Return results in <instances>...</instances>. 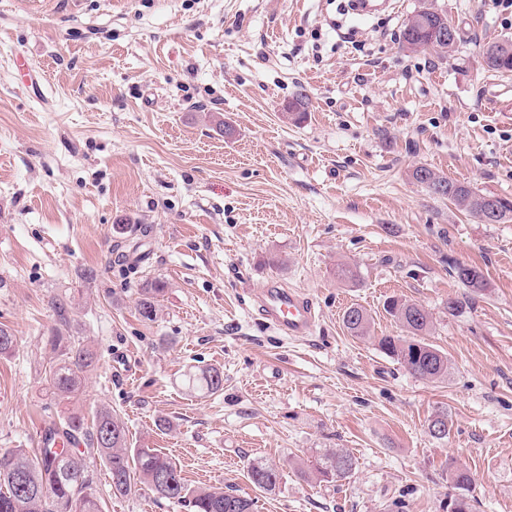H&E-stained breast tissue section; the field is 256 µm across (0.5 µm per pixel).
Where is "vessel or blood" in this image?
<instances>
[{
	"label": "vessel or blood",
	"mask_w": 512,
	"mask_h": 512,
	"mask_svg": "<svg viewBox=\"0 0 512 512\" xmlns=\"http://www.w3.org/2000/svg\"><path fill=\"white\" fill-rule=\"evenodd\" d=\"M261 315L286 336H307L313 333L317 315L313 301L303 292L272 284L256 297Z\"/></svg>",
	"instance_id": "obj_1"
}]
</instances>
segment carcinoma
Wrapping results in <instances>:
<instances>
[{"instance_id":"1","label":"carcinoma","mask_w":512,"mask_h":512,"mask_svg":"<svg viewBox=\"0 0 512 512\" xmlns=\"http://www.w3.org/2000/svg\"><path fill=\"white\" fill-rule=\"evenodd\" d=\"M433 33H421L405 21L401 41L405 46L429 43ZM499 43L483 49V62L490 70L512 72V53L493 52ZM307 97L298 94L288 103L284 116L297 123L306 116ZM411 178L431 194L446 198L457 208L472 213L471 200L481 195L467 184L442 176L426 166H416ZM454 274L466 287L475 292L485 290L481 272L468 265L456 263ZM336 278L355 284L359 280L357 268L349 263L336 265ZM165 284L154 281L146 284L137 301L138 314L152 321L157 316L158 297ZM57 324L50 337L51 344L60 350L57 361L49 369L46 382L50 395L62 403H69L83 388L85 374L92 371L98 359L96 352L70 334L68 309L56 304ZM386 312L393 318L401 334L384 336L379 341L381 350L407 368L416 377L430 382L448 379V357L426 336L433 328L430 313L421 305L393 298L386 303ZM347 332L355 337L368 335L370 318L365 309L351 306L343 314ZM17 336L7 326H0V356L16 350ZM187 389L202 395H212L224 389V373L210 366L190 370L184 374ZM45 438L57 441L56 448H43L32 457L22 448L0 449V512H102L100 498L94 493L87 460L99 459L108 471L113 495H126L138 484L147 486L159 497L190 508V512H253L254 502L244 496L227 493L222 488H191L181 476L176 463L157 448L131 446L126 426L112 410L101 407L93 413L88 425L81 411L67 410L59 423L43 429ZM84 442L86 452L74 447ZM356 468V458L342 448L326 449L312 464L310 474L322 481L349 478ZM249 481L258 489L272 492L282 480V473L273 465L255 461L248 467ZM448 480L458 491L457 512H471L468 491L472 479L468 470L448 464Z\"/></svg>"}]
</instances>
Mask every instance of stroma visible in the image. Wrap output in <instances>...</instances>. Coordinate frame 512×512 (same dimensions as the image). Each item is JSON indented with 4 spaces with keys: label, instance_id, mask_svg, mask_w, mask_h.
Masks as SVG:
<instances>
[{
    "label": "stroma",
    "instance_id": "obj_1",
    "mask_svg": "<svg viewBox=\"0 0 512 512\" xmlns=\"http://www.w3.org/2000/svg\"><path fill=\"white\" fill-rule=\"evenodd\" d=\"M426 3L456 27L454 55L402 48ZM340 6L0 0V325L18 340L0 356V448L36 452L63 415L45 393L61 299L100 355L78 408H111L191 487L235 491L254 512H448L454 461L472 475V512H512V221L479 223L409 176L424 165L512 198V72L481 58L512 40V7L394 0L358 21ZM299 91L308 115L294 125L282 113ZM340 262L357 266L355 286L336 281ZM154 280L167 288L147 321L136 303ZM271 282L313 300V334L263 318L253 296ZM390 296L430 312L447 381L381 352L399 332ZM452 297L463 314L449 315ZM354 304L368 336L343 326ZM211 365L223 391L188 392L185 371ZM325 448L355 456L350 478L307 474ZM256 460L281 471L274 491L249 481ZM91 475L105 512H190L142 485L113 496L102 464Z\"/></svg>",
    "mask_w": 512,
    "mask_h": 512
}]
</instances>
